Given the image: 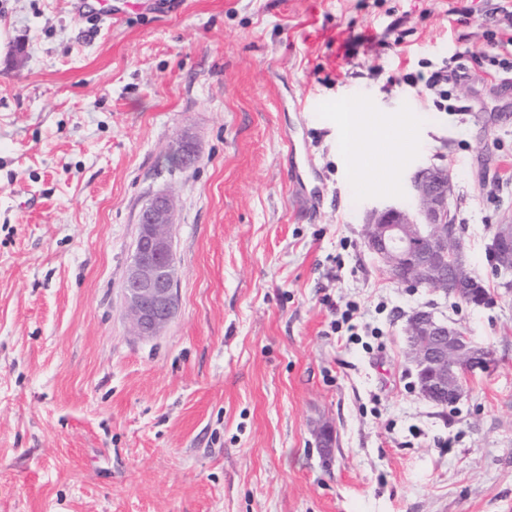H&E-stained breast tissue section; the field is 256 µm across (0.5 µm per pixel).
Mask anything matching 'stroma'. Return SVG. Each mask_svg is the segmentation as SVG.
Returning a JSON list of instances; mask_svg holds the SVG:
<instances>
[{
    "mask_svg": "<svg viewBox=\"0 0 512 512\" xmlns=\"http://www.w3.org/2000/svg\"><path fill=\"white\" fill-rule=\"evenodd\" d=\"M96 3L0 0V512H512V290L485 261L512 220V85L475 73L447 112L403 80L484 44L494 0H112L93 25ZM351 96L414 138L357 199L332 122ZM428 166L488 305L363 243ZM166 189L178 310L139 337L125 275ZM418 310L497 360L444 409L407 361Z\"/></svg>",
    "mask_w": 512,
    "mask_h": 512,
    "instance_id": "1",
    "label": "stroma"
}]
</instances>
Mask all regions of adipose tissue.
Returning <instances> with one entry per match:
<instances>
[{"instance_id": "obj_1", "label": "adipose tissue", "mask_w": 512, "mask_h": 512, "mask_svg": "<svg viewBox=\"0 0 512 512\" xmlns=\"http://www.w3.org/2000/svg\"><path fill=\"white\" fill-rule=\"evenodd\" d=\"M335 122L338 151L350 169L354 192L362 193L371 182L380 153L402 156L407 133L398 117H367L360 103L351 99L338 103Z\"/></svg>"}]
</instances>
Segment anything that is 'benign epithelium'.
Listing matches in <instances>:
<instances>
[{"instance_id": "1", "label": "benign epithelium", "mask_w": 512, "mask_h": 512, "mask_svg": "<svg viewBox=\"0 0 512 512\" xmlns=\"http://www.w3.org/2000/svg\"><path fill=\"white\" fill-rule=\"evenodd\" d=\"M412 188L413 207L389 206L369 214L363 228L365 246L405 284H433L443 293L451 276L456 298L469 303L485 298L465 255L451 245L455 237L449 205L451 172L443 167L421 168L413 176ZM175 213L176 199L170 191L150 195L139 211V234L124 282L126 310L136 336L160 335L178 309L171 235ZM486 256L504 287L511 288V222L493 230ZM406 333L419 394L437 407L458 403L465 395L467 378L494 365L493 354L469 332L429 312L413 313Z\"/></svg>"}]
</instances>
